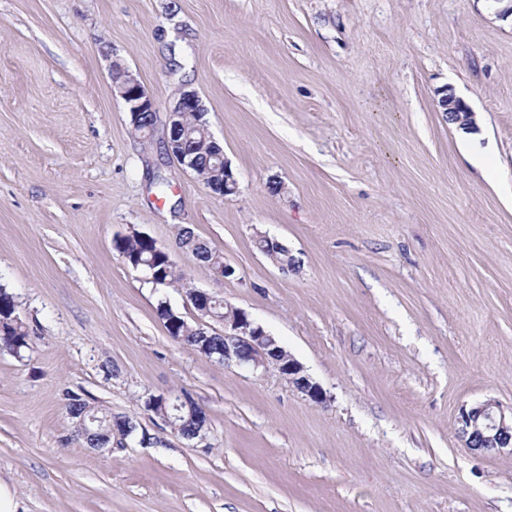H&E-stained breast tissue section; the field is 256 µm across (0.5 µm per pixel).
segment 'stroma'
<instances>
[{"mask_svg":"<svg viewBox=\"0 0 512 512\" xmlns=\"http://www.w3.org/2000/svg\"><path fill=\"white\" fill-rule=\"evenodd\" d=\"M501 0H0V285L30 346L0 351V481L18 512H512V455L461 408L512 404V16ZM159 112L198 92L238 180L213 196L135 135L109 57ZM475 114L474 137L438 108ZM282 182L275 194L270 181ZM191 227L190 287L244 310L328 396L173 340L115 250ZM284 242L283 271L256 247ZM188 393V441L144 408ZM133 417L97 452L72 396ZM441 112H446L448 122L456 125L459 129L469 130L475 125V116L460 99L452 93H444L439 102ZM179 249L190 253L193 258L208 268H219L215 275L220 278H226L234 273L231 266L224 264L223 255L215 248L210 246L208 242L199 238L188 226H181L177 232ZM224 265V266H223Z\"/></svg>","mask_w":512,"mask_h":512,"instance_id":"stroma-1","label":"stroma"}]
</instances>
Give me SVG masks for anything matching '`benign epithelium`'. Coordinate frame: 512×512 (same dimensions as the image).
Segmentation results:
<instances>
[{
	"instance_id": "benign-epithelium-1",
	"label": "benign epithelium",
	"mask_w": 512,
	"mask_h": 512,
	"mask_svg": "<svg viewBox=\"0 0 512 512\" xmlns=\"http://www.w3.org/2000/svg\"><path fill=\"white\" fill-rule=\"evenodd\" d=\"M112 92L125 104L131 116V125L139 128L143 139L151 138L158 112L153 99L148 95L139 79L118 59L109 65ZM441 111L448 115V122L460 129L469 130L475 125V116L460 99L451 93H444L439 100ZM203 104L194 90H183L179 98L166 112V129L170 133L184 135L186 129L181 122L184 112H200ZM216 168L224 169L223 185L213 182L212 175L197 173V178L214 195L224 198L236 193L238 180L229 165L222 164V154L215 155ZM269 249L263 250L268 258L281 269L287 265L279 255H289L286 245L277 239L266 238ZM186 300L196 310V322L207 327L209 335L224 339V348L213 352L202 346L198 352L206 358L218 354V361L224 364L250 367L254 370L272 367L284 377L288 384L308 400L323 404L327 401L326 392L311 377L304 365L279 345L261 325L251 320L241 309L229 307L222 314L213 311L214 296L197 288H188ZM459 431L466 446L483 454H496L504 451L512 453V405L505 406L496 400H486L470 408H464L458 417Z\"/></svg>"
}]
</instances>
